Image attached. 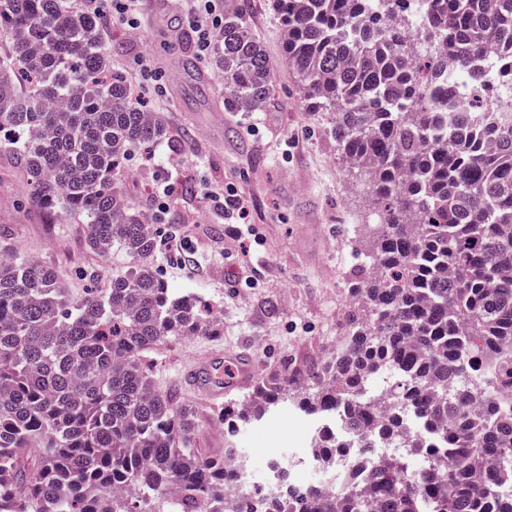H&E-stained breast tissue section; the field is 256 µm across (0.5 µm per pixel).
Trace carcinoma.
<instances>
[{
    "label": "carcinoma",
    "mask_w": 512,
    "mask_h": 512,
    "mask_svg": "<svg viewBox=\"0 0 512 512\" xmlns=\"http://www.w3.org/2000/svg\"><path fill=\"white\" fill-rule=\"evenodd\" d=\"M269 0L311 112L332 115L339 159L375 215L340 349L308 374L259 383L235 424L291 403L321 421L311 447L344 491L231 499L236 449L206 455L196 424L157 389L143 353L220 336L159 275L158 228L120 187L130 150L165 136L110 68L101 12L0 0V160L32 206L89 224L87 245L134 265L71 297L48 262L0 231V512H512V99L448 109L455 79L485 93L480 59L512 85V0ZM224 109L262 112L274 72L243 12L224 2L215 50ZM379 428L392 451L358 477ZM427 464L416 469L409 461Z\"/></svg>",
    "instance_id": "1"
}]
</instances>
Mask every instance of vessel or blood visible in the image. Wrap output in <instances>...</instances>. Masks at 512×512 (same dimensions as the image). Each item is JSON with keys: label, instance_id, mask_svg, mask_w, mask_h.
Listing matches in <instances>:
<instances>
[{"label": "vessel or blood", "instance_id": "1", "mask_svg": "<svg viewBox=\"0 0 512 512\" xmlns=\"http://www.w3.org/2000/svg\"><path fill=\"white\" fill-rule=\"evenodd\" d=\"M256 373L253 358L245 352L227 354L217 350L189 367L184 381L205 402L215 404L233 392L249 388Z\"/></svg>", "mask_w": 512, "mask_h": 512}]
</instances>
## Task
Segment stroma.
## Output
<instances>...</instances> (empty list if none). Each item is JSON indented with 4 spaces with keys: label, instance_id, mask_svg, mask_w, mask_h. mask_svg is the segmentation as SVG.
<instances>
[{
    "label": "stroma",
    "instance_id": "35a3bbf8",
    "mask_svg": "<svg viewBox=\"0 0 512 512\" xmlns=\"http://www.w3.org/2000/svg\"><path fill=\"white\" fill-rule=\"evenodd\" d=\"M243 2L272 63L274 91L265 111L225 113L220 133L215 109L224 85L212 80L214 65L202 60L210 78L193 89L181 61L196 56V44L170 37L172 24H187L183 10L144 0L141 25L111 20L106 28L113 71L147 79L144 103L163 113L168 128L165 139L131 150L122 190L155 210L150 189L172 173L181 181L233 185L249 202L248 217L234 225L200 192L178 195L162 215L161 226L174 237L156 258L161 275L175 292L221 310L224 333L169 340L150 350L147 361L155 387L176 392L192 412L197 447L206 454L237 449L250 486L259 490L258 476L272 459L289 464L290 476L314 477L307 448L316 421L288 406L228 429L223 404L198 402L183 373L217 349L249 350L262 380L325 362L344 337L348 291L360 266L352 227L375 215L323 118L305 108L268 0ZM22 195L20 174L0 164V226L23 253L52 262L73 296L108 287L132 266L119 249L99 259L86 246L87 225L62 214L43 218L20 206Z\"/></svg>",
    "mask_w": 512,
    "mask_h": 512
}]
</instances>
